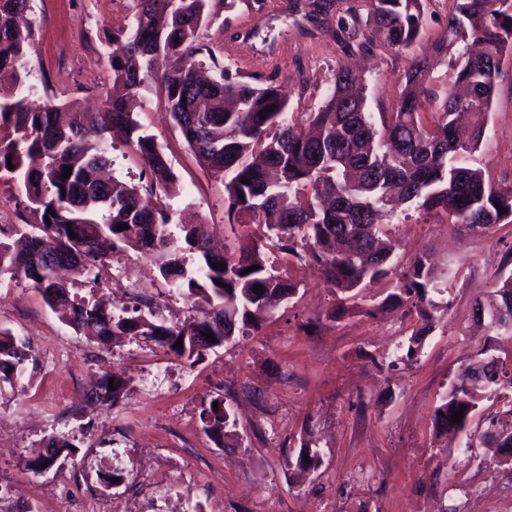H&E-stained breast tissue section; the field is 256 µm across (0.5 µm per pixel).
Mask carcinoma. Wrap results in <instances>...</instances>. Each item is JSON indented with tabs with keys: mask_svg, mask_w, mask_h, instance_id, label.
<instances>
[{
	"mask_svg": "<svg viewBox=\"0 0 512 512\" xmlns=\"http://www.w3.org/2000/svg\"><path fill=\"white\" fill-rule=\"evenodd\" d=\"M134 24L106 37L104 57L112 95L100 112H78L51 100L33 106L21 94L23 60L32 29L18 24L29 0H0V73L13 82L0 85V178L24 191L31 220L0 227V279L28 282L74 332L107 345L114 336H142L194 364L202 352L221 348L237 336L256 332L272 301L289 298L296 285L267 263L260 246L231 252L199 234L193 226L171 234L172 217L161 196L174 174L154 137L141 131L133 99L153 79L154 59L173 60L157 80L169 114L200 163L225 181L227 213L234 223L257 224L282 258L308 259L319 265L346 312L369 284L392 273L393 246L383 242L382 220L398 205L411 203L445 213L448 223L486 231L512 223V185L493 183L486 170L470 163L484 139L482 122H462L485 115L501 71L492 61L512 50V0H456L448 31L436 50L452 57V80L443 91L428 85L427 65L413 64L399 100L390 112L373 115L366 97L351 90L349 68L336 71L324 105L311 115L318 132L306 135L288 119V97L274 84L254 85L224 76L216 46L202 41L201 27L213 19V0H128ZM368 26L384 45L405 51L425 24L424 0H367ZM214 75L202 79L205 62ZM437 104V110L426 108ZM275 109L266 112V107ZM136 146L150 172L146 186L117 178L93 179L109 166L108 140ZM12 165H7V162ZM71 168L69 178L64 169ZM246 182H241V179ZM504 209L499 214L498 208ZM53 213H48V210ZM128 225L120 231L118 226ZM135 248L156 261L161 277L211 311L181 325H171L152 309L108 310L92 297L110 252ZM193 257L186 256V253ZM51 256L67 257L66 268L91 285V296H77L57 277ZM220 265L215 269L212 264ZM260 269L244 273L254 266ZM223 286H218L217 282ZM261 286L255 293L254 286ZM445 288L434 282L423 255L400 263L389 298L406 306L420 327L412 332L405 357L413 358L421 336L433 328L434 295ZM477 310L498 336L512 334V284L501 275ZM212 334L211 343L205 334ZM183 338V348L175 347ZM478 366L459 372L435 413L436 424L465 435L485 400L502 407L487 416L489 461L512 463V363L483 351ZM28 346L0 330V379L21 375ZM129 384L105 380L95 404L113 403ZM114 389H109V386ZM463 419L452 423V415ZM205 432L217 439L231 422V409L201 411ZM50 454L28 462L37 473L47 461L71 454L64 435L52 437ZM309 461H304L303 455ZM295 464L315 471L318 451L301 446Z\"/></svg>",
	"mask_w": 512,
	"mask_h": 512,
	"instance_id": "cac0c4a2",
	"label": "carcinoma"
}]
</instances>
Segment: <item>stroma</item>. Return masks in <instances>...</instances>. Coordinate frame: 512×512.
I'll return each mask as SVG.
<instances>
[{
    "instance_id": "35a3bbf8",
    "label": "stroma",
    "mask_w": 512,
    "mask_h": 512,
    "mask_svg": "<svg viewBox=\"0 0 512 512\" xmlns=\"http://www.w3.org/2000/svg\"><path fill=\"white\" fill-rule=\"evenodd\" d=\"M293 3L227 0L220 21L199 35L219 46L228 77L280 85L288 117L300 126L322 106L336 70L349 64L359 69L371 111H390L413 60L429 56L454 9L453 0H427L426 24L412 48L367 52L338 30L349 7L366 16L365 0H329L311 17L293 12ZM28 15L34 21L28 101L102 107L112 82L99 51L106 31L131 23L128 0H30ZM136 112L178 178L167 199L170 231L189 222L234 251L256 243V225L230 223L223 180L198 162L154 87L142 90ZM483 120L486 135L474 161L497 184L512 185V55ZM390 222L396 258L430 254L446 286L418 355L392 368L382 358L417 325L404 307L387 301L392 281L369 285L356 308L336 319L321 271L304 260L285 263L273 249L269 260L288 270L295 296L257 334L194 365L139 337L122 336L103 349L66 326L29 283L0 281V330L29 347L21 378L0 385V494L9 512H82L71 475L107 460L129 435L162 452L186 432L207 455L185 459L176 478L207 496L210 512H512V466L483 463V448L461 450L434 423L452 378L485 346L512 360V335L489 337L475 315L477 301L507 270L512 224L483 235L414 206ZM127 281L154 298L169 323L191 320L203 307L170 291L150 257L118 249L96 293L111 298L113 286ZM112 374L130 380L115 405L85 403L58 421L60 401L77 378L97 386ZM215 397L236 419L220 442L200 419L202 402ZM61 434L75 446L73 459L29 471L41 441ZM305 442L319 452L317 471L293 465Z\"/></svg>"
}]
</instances>
